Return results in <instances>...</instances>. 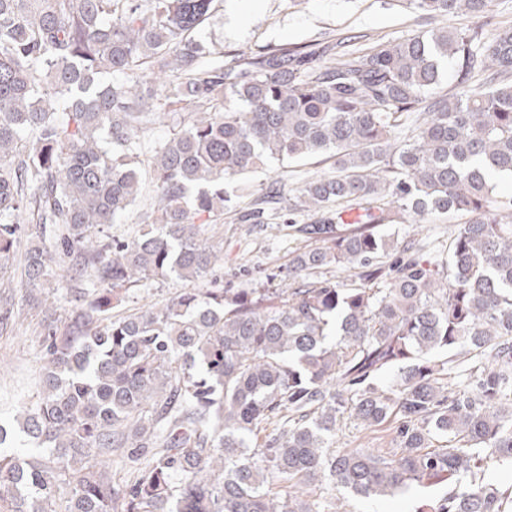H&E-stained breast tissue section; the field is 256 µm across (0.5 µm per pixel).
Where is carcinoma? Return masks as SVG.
Returning a JSON list of instances; mask_svg holds the SVG:
<instances>
[{
    "label": "carcinoma",
    "instance_id": "cac0c4a2",
    "mask_svg": "<svg viewBox=\"0 0 512 512\" xmlns=\"http://www.w3.org/2000/svg\"><path fill=\"white\" fill-rule=\"evenodd\" d=\"M410 4L450 19L490 0ZM220 9L0 0V270L30 224L24 286L77 301L63 325L45 317L41 391L19 424L34 447L0 424V512H348L414 483L448 485L420 512H512V484L484 481L512 461V202L489 183L512 175V27L205 67L195 32ZM450 62L456 84L482 73L486 88L427 99ZM161 115L178 131L155 147L156 208L112 239L101 229L135 203L136 146ZM322 154L336 175L298 190L317 220L288 225L308 241L289 287L194 288L112 318L135 288L214 269L204 229L232 202L225 179ZM435 214L461 220L444 260L381 231ZM346 413L397 421L394 448L333 449ZM112 455L132 468L122 484Z\"/></svg>",
    "mask_w": 512,
    "mask_h": 512
}]
</instances>
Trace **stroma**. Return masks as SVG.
<instances>
[{"instance_id": "stroma-1", "label": "stroma", "mask_w": 512, "mask_h": 512, "mask_svg": "<svg viewBox=\"0 0 512 512\" xmlns=\"http://www.w3.org/2000/svg\"><path fill=\"white\" fill-rule=\"evenodd\" d=\"M432 20L418 16L407 0H224L218 17L198 31L202 41L212 44L225 58L240 53L267 52L286 44H314L323 38H342L356 33L405 38L434 28ZM175 124L162 119L140 141L141 191L135 206L119 223L109 229L116 239L133 236L140 229L154 198V174L149 162L157 141L169 137ZM336 173L333 159L322 155L302 161L274 163L272 168L226 180L225 191L233 206L207 228L224 259L214 273L227 288H284L290 278L288 262L300 239L289 236L287 220L308 224L310 212L294 207L297 189L305 181ZM279 184L283 199L275 209L267 210L266 221H243L271 184ZM455 220L431 215L417 224L404 223L400 236L412 235L425 245L428 253L442 257L448 251ZM191 282L171 275L156 280L151 288L134 292L112 311L119 317L167 302L190 290ZM10 311L7 323H0V421L10 424L22 419L40 391L44 365L42 346L43 308L30 301L21 285L18 266L0 275V312ZM394 436L392 425L367 428L351 417L341 419L336 432L337 449L389 448ZM443 487H412L391 500L349 501L350 512H416L423 499L442 495Z\"/></svg>"}]
</instances>
